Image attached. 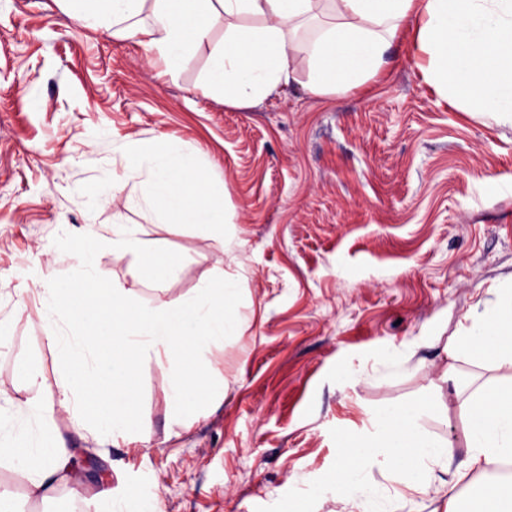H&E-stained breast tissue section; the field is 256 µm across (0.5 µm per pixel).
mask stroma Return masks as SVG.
<instances>
[{
  "label": "stroma",
  "instance_id": "stroma-1",
  "mask_svg": "<svg viewBox=\"0 0 512 512\" xmlns=\"http://www.w3.org/2000/svg\"><path fill=\"white\" fill-rule=\"evenodd\" d=\"M413 26L364 84L316 97L310 65L294 55L293 82L260 104L208 98L186 73L172 83L132 39L78 25L56 0H0V290L20 287L39 262L28 227L147 224L125 194L94 213L72 198L108 159L112 129L174 136L201 147L228 183L233 235L216 244L185 227L160 230L187 264L174 294L197 289L216 259L247 284L239 335L214 359L224 399L176 429L156 366L138 369L150 447L117 440L88 452L75 481L20 512H134L132 492L161 512H339L298 495L300 478L327 481L345 438L374 412L431 402L463 460L464 424L435 382L444 348L469 317L512 286V118L494 121L446 101L424 78ZM0 378L27 367L52 373L37 317L6 322ZM371 479L433 512L435 487L405 488L391 471Z\"/></svg>",
  "mask_w": 512,
  "mask_h": 512
}]
</instances>
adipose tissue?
I'll return each mask as SVG.
<instances>
[{"label":"adipose tissue","instance_id":"1","mask_svg":"<svg viewBox=\"0 0 512 512\" xmlns=\"http://www.w3.org/2000/svg\"><path fill=\"white\" fill-rule=\"evenodd\" d=\"M80 23L131 38L161 75L179 80L199 64L202 95L249 105L279 94L293 81L290 59L312 66L309 91L326 96L376 76L406 21L419 15L416 46L427 55L424 75L439 94H452L476 112L512 118V0H57ZM316 25L303 40L291 27ZM39 247L65 257L21 275L10 317L35 307L42 341L54 358V378L24 371L12 387L0 382V474L21 480L26 500H45L73 479L85 452L117 438L149 437L139 420L141 388L132 370L166 369L165 399L178 422L220 402V376L210 363L237 325L229 315L243 285L216 261L194 294L171 295L185 257L166 250L142 225L115 224L86 233L65 224L40 235ZM128 255V282L100 263L105 253ZM439 380L465 422L466 457L455 461L452 440L425 431L431 412L410 403L372 416L371 431L345 439L335 476L301 480L310 496H331L344 512H405L402 495L371 481L367 466L382 464L409 483L438 485L445 496L434 512H462L457 485L470 473L489 475L480 512H512V380L460 390L456 360L468 357L512 370V289L501 288L483 316L455 336ZM67 415L75 432L54 430Z\"/></svg>","mask_w":512,"mask_h":512}]
</instances>
